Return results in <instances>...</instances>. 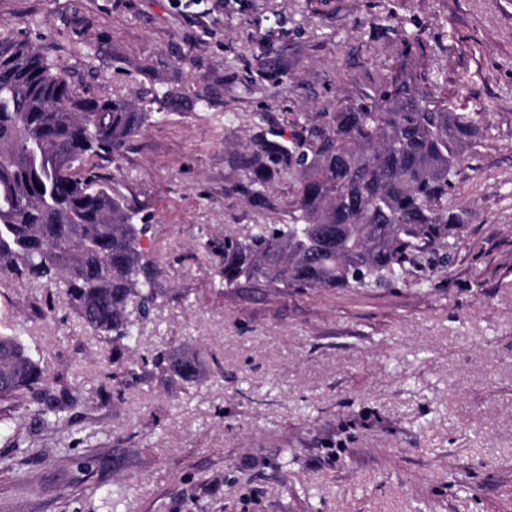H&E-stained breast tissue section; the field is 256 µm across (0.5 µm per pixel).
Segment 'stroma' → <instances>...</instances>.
Returning <instances> with one entry per match:
<instances>
[{
  "instance_id": "stroma-1",
  "label": "stroma",
  "mask_w": 512,
  "mask_h": 512,
  "mask_svg": "<svg viewBox=\"0 0 512 512\" xmlns=\"http://www.w3.org/2000/svg\"><path fill=\"white\" fill-rule=\"evenodd\" d=\"M1 21L99 98L180 94L105 166L153 214L170 291L122 374L46 288L0 280V333L68 418L25 417L38 454L26 482L0 473V512H512V0H0ZM415 59L484 128L448 192L471 214L452 264L387 288L221 289L207 239L280 223L294 197L229 194L228 144L369 101ZM160 352L207 380L131 368Z\"/></svg>"
}]
</instances>
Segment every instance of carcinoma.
<instances>
[{"mask_svg":"<svg viewBox=\"0 0 512 512\" xmlns=\"http://www.w3.org/2000/svg\"><path fill=\"white\" fill-rule=\"evenodd\" d=\"M177 96L161 85L155 107L79 91L28 33L0 24V277L37 281L94 337L132 348L135 330L163 298L161 269L141 248L151 215L102 173ZM483 131L406 72L387 78L372 101L334 112L299 113L291 136L258 125L234 148L235 192L262 205L280 180L294 184L288 221L209 240L224 254V289L383 288L441 254L469 214L448 207V189ZM152 365L191 385L199 363ZM45 383L18 336H0V404L59 428L67 419L28 398Z\"/></svg>","mask_w":512,"mask_h":512,"instance_id":"obj_1","label":"carcinoma"}]
</instances>
